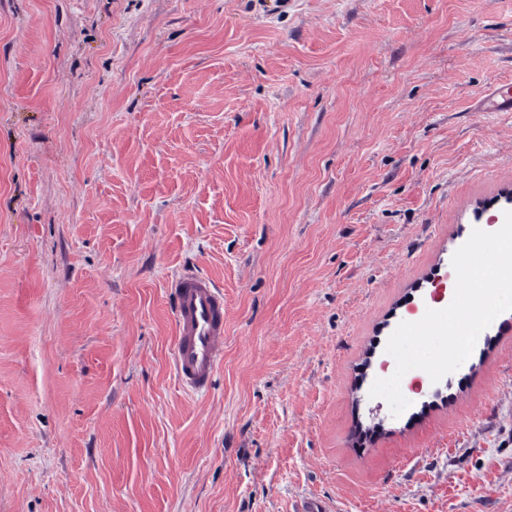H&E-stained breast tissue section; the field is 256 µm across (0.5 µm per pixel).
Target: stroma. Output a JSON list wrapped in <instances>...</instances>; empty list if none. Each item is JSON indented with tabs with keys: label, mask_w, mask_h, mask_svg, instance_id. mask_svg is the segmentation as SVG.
<instances>
[{
	"label": "stroma",
	"mask_w": 512,
	"mask_h": 512,
	"mask_svg": "<svg viewBox=\"0 0 512 512\" xmlns=\"http://www.w3.org/2000/svg\"><path fill=\"white\" fill-rule=\"evenodd\" d=\"M507 83L512 0H0V512H512V311L370 395L512 189ZM475 112H512V88L505 85L491 91L475 107ZM168 288L175 308V375L187 390L206 392L224 351V297L210 279L194 271L176 274Z\"/></svg>",
	"instance_id": "stroma-1"
}]
</instances>
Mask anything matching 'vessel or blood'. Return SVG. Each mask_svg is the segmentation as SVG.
Listing matches in <instances>:
<instances>
[{
	"label": "vessel or blood",
	"mask_w": 512,
	"mask_h": 512,
	"mask_svg": "<svg viewBox=\"0 0 512 512\" xmlns=\"http://www.w3.org/2000/svg\"><path fill=\"white\" fill-rule=\"evenodd\" d=\"M476 109L512 112V87L505 85L491 91ZM168 288L175 308V375L187 390L206 392L224 351V297L210 279L192 271L176 274Z\"/></svg>",
	"instance_id": "vessel-or-blood-1"
}]
</instances>
